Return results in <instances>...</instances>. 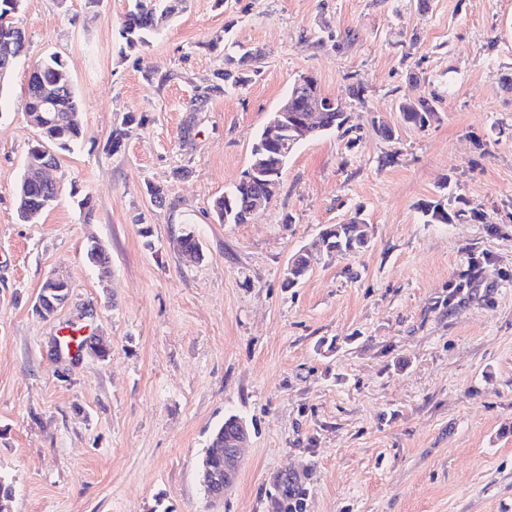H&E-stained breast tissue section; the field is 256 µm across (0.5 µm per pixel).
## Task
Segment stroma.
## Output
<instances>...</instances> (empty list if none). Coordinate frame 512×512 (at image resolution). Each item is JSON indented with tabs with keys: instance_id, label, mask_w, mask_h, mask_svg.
<instances>
[{
	"instance_id": "1",
	"label": "stroma",
	"mask_w": 512,
	"mask_h": 512,
	"mask_svg": "<svg viewBox=\"0 0 512 512\" xmlns=\"http://www.w3.org/2000/svg\"><path fill=\"white\" fill-rule=\"evenodd\" d=\"M129 7L23 0L28 51L0 90L12 512H267L282 471L299 480L302 512H512V0H186L136 52L119 35ZM326 24L335 42L321 46ZM238 44L260 50L257 75L191 111ZM52 55L83 139L59 155L58 201L29 224L16 209L39 137L27 85ZM307 74L348 123L298 144L264 211L219 223L214 201ZM432 93L435 119L404 122L400 102ZM129 112L139 125L108 151ZM451 196L477 219L428 223ZM356 216L368 248L315 261L287 287L289 258ZM188 232L196 262L181 252ZM91 238L109 278L84 257ZM51 274L70 293L45 320L34 305ZM72 328L102 337L107 357L56 348ZM230 414L249 441L213 502L199 461Z\"/></svg>"
}]
</instances>
